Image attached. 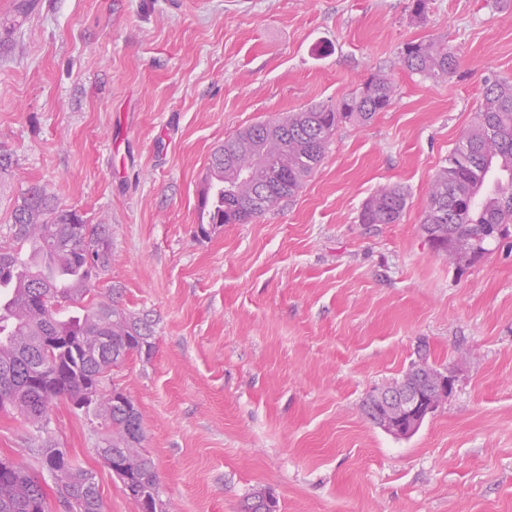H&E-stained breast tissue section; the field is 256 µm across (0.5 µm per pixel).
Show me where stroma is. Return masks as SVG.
Here are the masks:
<instances>
[{"label": "stroma", "mask_w": 512, "mask_h": 512, "mask_svg": "<svg viewBox=\"0 0 512 512\" xmlns=\"http://www.w3.org/2000/svg\"><path fill=\"white\" fill-rule=\"evenodd\" d=\"M0 0V235L28 186L112 227L100 290L157 322L150 359L108 385L139 407L169 512H512V246L462 268L421 230L431 182L489 76L512 78V0ZM434 38L458 65L402 69ZM395 96L340 124L295 196L197 233L212 152L257 123L334 106L374 73ZM401 186L395 224H363ZM455 386L410 438L362 403L420 355ZM54 440L95 473L105 512H138L57 402ZM35 429L0 411V456L40 473ZM399 63L412 72L439 79L453 73L458 60L447 43L425 39L406 43L400 53ZM406 204V194L400 187H383L365 202L359 220L363 224H395Z\"/></svg>", "instance_id": "35a3bbf8"}]
</instances>
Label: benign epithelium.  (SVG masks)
Segmentation results:
<instances>
[{"mask_svg":"<svg viewBox=\"0 0 512 512\" xmlns=\"http://www.w3.org/2000/svg\"><path fill=\"white\" fill-rule=\"evenodd\" d=\"M455 376L451 372H439L434 379L428 381V386L436 387L441 392V399L446 400L453 393ZM372 399L380 408L378 425L396 438H405L414 434L423 421L432 414L438 404L429 402L423 396L421 381L405 385L397 392L389 393L381 386L373 392ZM112 472L121 481L125 494L129 497H139L141 488L124 473L120 460L112 463Z\"/></svg>","mask_w":512,"mask_h":512,"instance_id":"obj_1","label":"benign epithelium"}]
</instances>
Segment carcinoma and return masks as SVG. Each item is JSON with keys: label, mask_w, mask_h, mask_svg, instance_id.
Wrapping results in <instances>:
<instances>
[{"label": "carcinoma", "mask_w": 512, "mask_h": 512, "mask_svg": "<svg viewBox=\"0 0 512 512\" xmlns=\"http://www.w3.org/2000/svg\"><path fill=\"white\" fill-rule=\"evenodd\" d=\"M399 63L439 79L453 73L458 60L447 43L425 39L406 43ZM394 93L390 79L378 72L334 107L292 112L225 141L211 157L198 231L206 236L222 224H248L294 196L322 161L337 127L366 124L391 104ZM245 155L258 161L240 176L232 162ZM406 204L400 187L386 186L365 202L359 220L395 224ZM421 229L435 246L453 239L457 262L468 266L486 255L490 244L512 237V82L485 78L477 122L435 175ZM22 243L30 244L28 263L35 268L23 276L16 257ZM111 261V225L85 223L43 186L20 193L12 224L0 240V410H16L41 433V463L51 482L1 458L0 466L11 472L0 474V512H48L50 489L65 512H104L93 472L50 463L53 404L64 400L74 406L89 390L98 391L99 398L84 405L85 413L105 425L97 455L105 462L120 456L148 496L162 493L154 460L141 451V412L132 411L129 397L114 396L118 389H102L112 368L134 356L150 358L155 320L127 310L114 288L83 315L62 316L69 304L97 295V281Z\"/></svg>", "instance_id": "cac0c4a2"}]
</instances>
